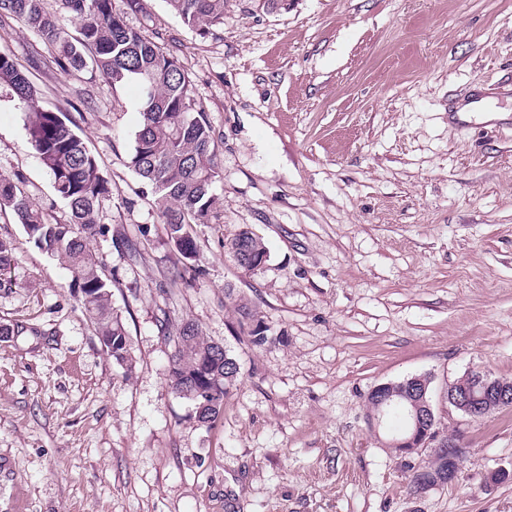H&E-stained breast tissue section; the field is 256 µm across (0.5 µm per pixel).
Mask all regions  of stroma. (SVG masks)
<instances>
[{
	"label": "stroma",
	"instance_id": "stroma-1",
	"mask_svg": "<svg viewBox=\"0 0 512 512\" xmlns=\"http://www.w3.org/2000/svg\"><path fill=\"white\" fill-rule=\"evenodd\" d=\"M129 22L183 65L213 128L221 176L208 223L187 225L200 272L179 254L132 171L139 90L91 68L47 66L52 50L0 21V53L44 107L88 101L76 132L112 185L90 247L112 281L131 370L104 351L71 271L10 210L0 238V510L18 512H512V408L473 421L449 408L470 370L512 381V0H227L199 36L165 0ZM501 119L465 121L474 102ZM0 86V173L19 176L50 221L68 218ZM262 237L261 268L228 250ZM269 343L233 333L227 292ZM192 320L240 366L216 423L169 383L160 325ZM431 379L440 434L469 453L451 485L415 495L374 427L377 384ZM250 231L249 230H241L230 242V246H229V251L230 253L232 254V256L234 257L235 261L238 263V265L242 268H244L246 270V261H249L251 256L253 257H258V256H266L267 257V252H266V248H265V245L262 241V239L260 237H258L256 234H254L252 232V234L255 236L254 238H249V248H248V254H249V257L246 258L244 256H241L240 252L238 251L236 254L232 251V247H236L237 246V239H239V237L241 235H245L247 233H249Z\"/></svg>",
	"mask_w": 512,
	"mask_h": 512
}]
</instances>
